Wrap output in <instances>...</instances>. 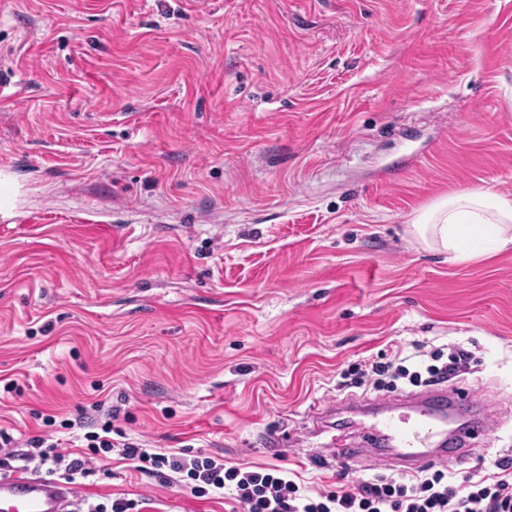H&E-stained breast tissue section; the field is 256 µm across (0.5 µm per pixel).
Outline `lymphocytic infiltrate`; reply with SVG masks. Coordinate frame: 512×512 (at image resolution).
<instances>
[{
  "instance_id": "obj_1",
  "label": "lymphocytic infiltrate",
  "mask_w": 512,
  "mask_h": 512,
  "mask_svg": "<svg viewBox=\"0 0 512 512\" xmlns=\"http://www.w3.org/2000/svg\"><path fill=\"white\" fill-rule=\"evenodd\" d=\"M470 359L462 349L446 357L437 348L407 355L398 346L392 361H371L357 367L351 384L391 392L402 380L416 387L431 386L447 381ZM111 432L108 420L99 430L85 432L86 451L73 458L62 452L59 442L41 437L31 440L29 451L16 454L12 437L1 430L0 470L11 469L13 461L19 459L32 465L34 471L73 484L96 475L98 461L116 452L135 461L141 473L151 475L166 469L192 480L195 492L202 496L211 490H231L243 512H512L511 457L496 460L493 469L478 467L459 477L432 465L409 479L377 474L353 480L344 466L337 473L342 482L338 490L311 496L304 493L290 469L244 472L234 466L224 467L209 456L167 455L130 442L118 444Z\"/></svg>"
}]
</instances>
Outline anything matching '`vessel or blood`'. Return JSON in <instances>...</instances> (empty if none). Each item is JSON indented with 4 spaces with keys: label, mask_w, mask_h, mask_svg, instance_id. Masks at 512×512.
Instances as JSON below:
<instances>
[{
    "label": "vessel or blood",
    "mask_w": 512,
    "mask_h": 512,
    "mask_svg": "<svg viewBox=\"0 0 512 512\" xmlns=\"http://www.w3.org/2000/svg\"><path fill=\"white\" fill-rule=\"evenodd\" d=\"M468 395V389L461 386L437 385L383 400L386 415L382 428L393 445L387 462L400 473L412 474L430 463L451 464L470 457L479 438L485 436L487 423H476L453 434L448 431L450 413ZM330 431L322 417L307 430L308 437L320 439L322 456L339 463L376 459L372 448H337ZM78 494L72 485L29 471L0 473V512H70Z\"/></svg>",
    "instance_id": "1"
}]
</instances>
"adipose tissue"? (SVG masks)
<instances>
[{
  "label": "adipose tissue",
  "instance_id": "1",
  "mask_svg": "<svg viewBox=\"0 0 512 512\" xmlns=\"http://www.w3.org/2000/svg\"><path fill=\"white\" fill-rule=\"evenodd\" d=\"M410 225L427 248L456 260L486 257L512 246V197L459 191L415 212Z\"/></svg>",
  "mask_w": 512,
  "mask_h": 512
}]
</instances>
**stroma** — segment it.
Listing matches in <instances>:
<instances>
[{"mask_svg": "<svg viewBox=\"0 0 512 512\" xmlns=\"http://www.w3.org/2000/svg\"><path fill=\"white\" fill-rule=\"evenodd\" d=\"M0 429L82 451L104 402L143 448L337 487L306 425L352 364L457 347L512 456V247L408 231L512 196V0H0ZM89 502L241 512L112 455ZM412 233L427 248L448 252L455 260L486 257L512 246V197L487 190L459 191L415 212ZM463 229L470 245L461 251Z\"/></svg>", "mask_w": 512, "mask_h": 512, "instance_id": "1", "label": "stroma"}]
</instances>
